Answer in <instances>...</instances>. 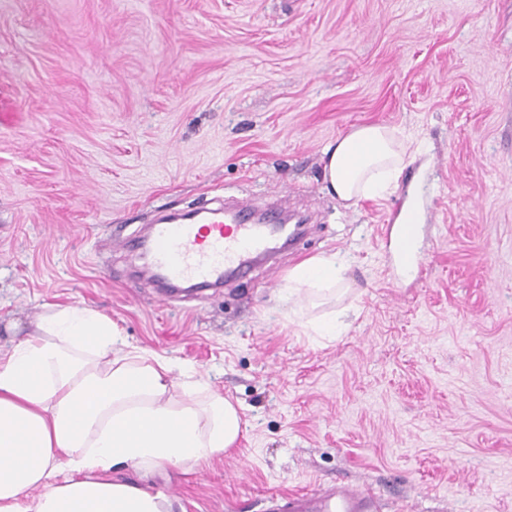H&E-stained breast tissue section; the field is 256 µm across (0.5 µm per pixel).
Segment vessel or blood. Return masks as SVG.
Wrapping results in <instances>:
<instances>
[{
    "label": "vessel or blood",
    "mask_w": 512,
    "mask_h": 512,
    "mask_svg": "<svg viewBox=\"0 0 512 512\" xmlns=\"http://www.w3.org/2000/svg\"><path fill=\"white\" fill-rule=\"evenodd\" d=\"M21 107L9 84H0V122H17ZM276 217L252 221L249 203L236 210L208 211L200 219L161 221L151 228L145 248L154 276L176 288L182 284L220 285L249 274L253 265L277 252ZM281 512H373L370 489L339 484L315 495H285Z\"/></svg>",
    "instance_id": "1"
}]
</instances>
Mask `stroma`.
Returning <instances> with one entry per match:
<instances>
[{
  "label": "stroma",
  "instance_id": "35a3bbf8",
  "mask_svg": "<svg viewBox=\"0 0 512 512\" xmlns=\"http://www.w3.org/2000/svg\"><path fill=\"white\" fill-rule=\"evenodd\" d=\"M1 80L24 114L0 127V346L80 301L247 423L195 473L149 476L172 512L337 483L381 512H512V0H0ZM363 123L425 148L347 207L321 150ZM411 190L402 264L384 231ZM228 198L310 216L278 277L164 300L134 277L125 241ZM331 254L340 291L284 297Z\"/></svg>",
  "mask_w": 512,
  "mask_h": 512
}]
</instances>
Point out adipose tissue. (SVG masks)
Masks as SVG:
<instances>
[{
    "mask_svg": "<svg viewBox=\"0 0 512 512\" xmlns=\"http://www.w3.org/2000/svg\"><path fill=\"white\" fill-rule=\"evenodd\" d=\"M412 141L379 124L351 127L322 151L329 194L345 203L392 192ZM336 255L305 260L285 292L343 279ZM190 371L125 349L112 319L82 303L50 304L0 351V512H169L161 491L117 478L194 471L236 443L243 420Z\"/></svg>",
    "mask_w": 512,
    "mask_h": 512,
    "instance_id": "1",
    "label": "adipose tissue"
}]
</instances>
